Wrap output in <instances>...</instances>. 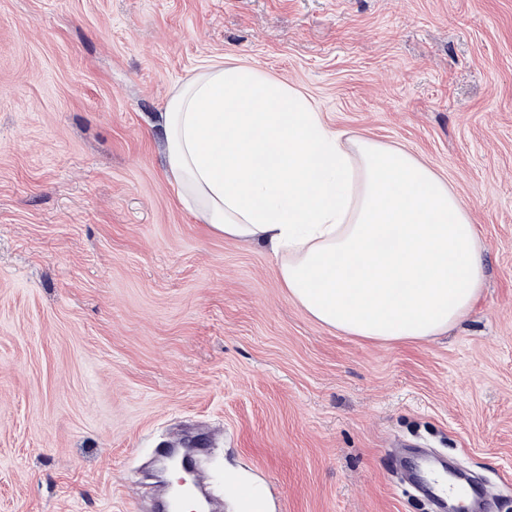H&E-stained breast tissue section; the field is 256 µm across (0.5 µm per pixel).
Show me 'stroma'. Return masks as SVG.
<instances>
[{
  "label": "stroma",
  "mask_w": 512,
  "mask_h": 512,
  "mask_svg": "<svg viewBox=\"0 0 512 512\" xmlns=\"http://www.w3.org/2000/svg\"><path fill=\"white\" fill-rule=\"evenodd\" d=\"M214 61L448 181L485 252L454 327L321 325L180 203L160 114ZM188 434L223 512H422L397 441L512 512V0H0V512H153Z\"/></svg>",
  "instance_id": "1"
}]
</instances>
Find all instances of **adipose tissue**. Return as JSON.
Masks as SVG:
<instances>
[{"mask_svg":"<svg viewBox=\"0 0 512 512\" xmlns=\"http://www.w3.org/2000/svg\"><path fill=\"white\" fill-rule=\"evenodd\" d=\"M161 118L183 205L227 238L270 247L283 286L319 323L423 339L479 297L483 246L453 189L402 148L331 129L296 86L215 62Z\"/></svg>","mask_w":512,"mask_h":512,"instance_id":"adipose-tissue-1","label":"adipose tissue"}]
</instances>
